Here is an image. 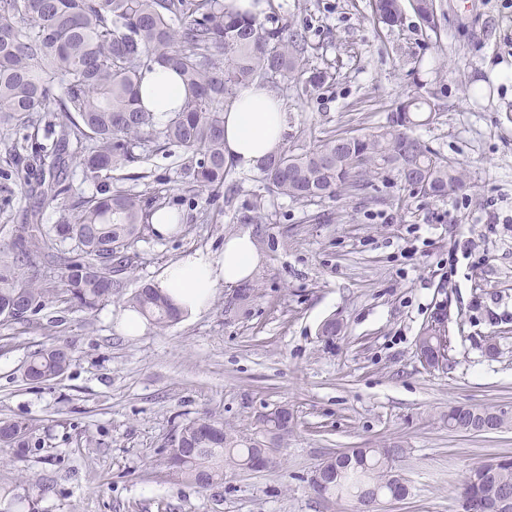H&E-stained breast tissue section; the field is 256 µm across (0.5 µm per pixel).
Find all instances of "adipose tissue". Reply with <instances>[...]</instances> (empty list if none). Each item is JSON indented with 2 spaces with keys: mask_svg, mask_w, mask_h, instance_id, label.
<instances>
[{
  "mask_svg": "<svg viewBox=\"0 0 512 512\" xmlns=\"http://www.w3.org/2000/svg\"><path fill=\"white\" fill-rule=\"evenodd\" d=\"M140 100L157 115L180 111L186 92L179 76L163 66L144 71ZM288 129L282 99L259 82L241 85L224 108V154L242 169L279 151ZM262 258L250 235L228 238L219 253L195 250L169 264L158 279L173 301L188 314L207 310L217 287L251 279Z\"/></svg>",
  "mask_w": 512,
  "mask_h": 512,
  "instance_id": "1",
  "label": "adipose tissue"
}]
</instances>
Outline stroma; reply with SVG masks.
Listing matches in <instances>:
<instances>
[{
    "instance_id": "obj_1",
    "label": "stroma",
    "mask_w": 512,
    "mask_h": 512,
    "mask_svg": "<svg viewBox=\"0 0 512 512\" xmlns=\"http://www.w3.org/2000/svg\"><path fill=\"white\" fill-rule=\"evenodd\" d=\"M262 2L263 15L305 31L304 70L336 72L308 96L273 84L288 110L285 148L376 130L408 94L435 91L439 112L411 133L460 164L467 189L428 199L391 171L366 196L298 203L268 193L259 170L237 168L229 186L201 192L178 149L151 153L126 186L166 193L185 230L137 243L129 289L183 253L247 233L262 257L260 294L229 310L233 290L219 286L206 311L140 336L115 328L122 297L94 312L52 302L30 327L0 325V418L37 425L26 458L0 447V483L21 498L0 512H28L31 500L38 512H356L310 480L324 459L376 445L404 449L396 470L410 490L382 512H460L469 470L512 456V428L471 434L447 422L458 405L512 410V78L492 76L512 67V0H436L434 32L410 0L394 29L373 24L372 0ZM34 203L0 148V245ZM255 205L262 223H241ZM461 239L469 252L452 254ZM443 301L449 361L428 368L417 339ZM332 319L340 332L321 336ZM58 344L69 345L70 367L28 384L30 352ZM279 406L292 418L271 467L226 475L217 497L169 470L165 446L184 420L210 412L264 441L258 418Z\"/></svg>"
}]
</instances>
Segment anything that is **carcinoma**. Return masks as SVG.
<instances>
[{
	"mask_svg": "<svg viewBox=\"0 0 512 512\" xmlns=\"http://www.w3.org/2000/svg\"><path fill=\"white\" fill-rule=\"evenodd\" d=\"M423 27L436 31L435 0H414ZM373 20L388 28L403 23L401 0H373ZM306 36L292 23L266 27L251 15L231 12L224 0H0V130L10 141L11 164L42 177L29 193L55 201L73 191L68 169L76 166L95 192L42 223L41 206L22 213V232L0 248V323L28 325L55 299L81 311H96L124 293L128 252L153 234L149 217L161 208L147 197L112 186L113 173L147 158L151 145L174 147L195 157L191 183L204 190L224 185L232 164L224 156V103L238 86L259 78H293L307 52ZM158 64L178 73L188 95L183 109L160 125L141 105L142 72ZM331 78L315 69L301 81L308 94ZM436 93L403 101L377 130L331 136L301 153L280 150L258 170L266 189L297 202L338 198L372 183L378 171L397 173L413 194L444 198L466 187L463 170L408 130L439 110ZM57 134L54 151L20 128L42 122ZM61 270L62 288L51 271ZM132 308L163 331L181 315L163 291L144 285L129 297ZM72 356L66 346L31 352L23 376L32 384L63 374ZM286 408L260 420L270 433L289 426ZM36 425L25 418L0 419V446L22 458L30 452ZM259 449L224 420L204 414L177 426L167 444L172 473L208 492L224 484L228 470H251ZM402 448H354L352 457L330 456L322 498L359 504L409 492L393 477ZM512 487V457L498 459L486 475L474 468L461 495L475 512H495L501 491Z\"/></svg>",
	"mask_w": 512,
	"mask_h": 512,
	"instance_id": "1",
	"label": "carcinoma"
}]
</instances>
